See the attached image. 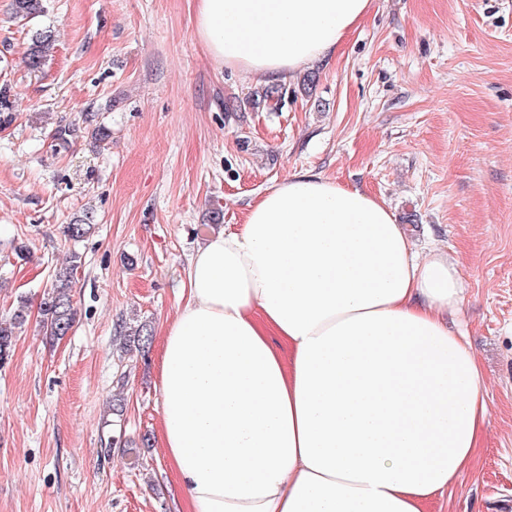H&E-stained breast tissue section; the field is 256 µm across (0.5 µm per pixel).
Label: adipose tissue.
<instances>
[{
  "label": "adipose tissue",
  "instance_id": "adipose-tissue-1",
  "mask_svg": "<svg viewBox=\"0 0 512 512\" xmlns=\"http://www.w3.org/2000/svg\"><path fill=\"white\" fill-rule=\"evenodd\" d=\"M372 0H196L220 66L286 81L333 57ZM160 374L187 512H426L485 437L486 380L448 326L447 251L378 198L295 173L187 271Z\"/></svg>",
  "mask_w": 512,
  "mask_h": 512
}]
</instances>
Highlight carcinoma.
Here are the masks:
<instances>
[{
  "mask_svg": "<svg viewBox=\"0 0 512 512\" xmlns=\"http://www.w3.org/2000/svg\"><path fill=\"white\" fill-rule=\"evenodd\" d=\"M12 14L18 18H29L43 9V0H12ZM54 49V39L48 31L40 32L32 39L27 50L28 65L38 69ZM93 229L88 217H78L64 227V235L79 241ZM81 262L79 254L71 256L69 268L55 276L50 287L44 292L39 303V325L49 341L63 339L78 320V309L72 295L71 273ZM29 318L28 300L20 299L18 307L8 319H0V364L5 363L20 329ZM128 342L144 348L152 342V331L143 324L128 334Z\"/></svg>",
  "mask_w": 512,
  "mask_h": 512,
  "instance_id": "obj_1",
  "label": "carcinoma"
}]
</instances>
